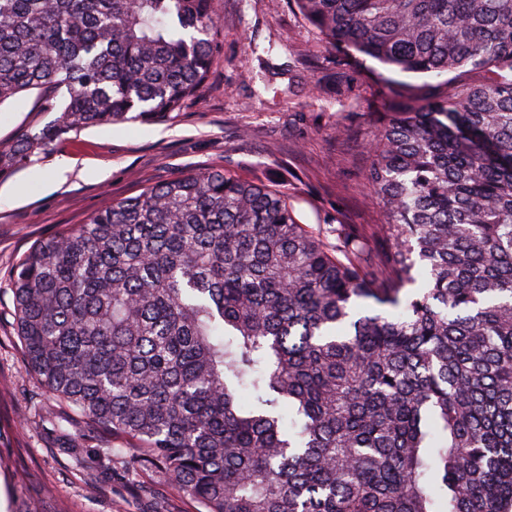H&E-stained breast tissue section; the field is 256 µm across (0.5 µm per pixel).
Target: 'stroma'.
<instances>
[{
	"label": "stroma",
	"mask_w": 512,
	"mask_h": 512,
	"mask_svg": "<svg viewBox=\"0 0 512 512\" xmlns=\"http://www.w3.org/2000/svg\"><path fill=\"white\" fill-rule=\"evenodd\" d=\"M218 52L198 97L162 122L129 121L69 133L34 163L0 173V512L45 488L66 512H190L157 475H128L125 449L96 481L76 431L42 423L25 376L8 283L36 240L83 224L113 201L206 168L287 192L301 223L373 228L381 205L365 182L381 113L405 96L442 98L448 75L404 73L328 48L292 0H216ZM281 65L268 72L265 59ZM37 93L0 105V146L46 122ZM68 164L65 178L55 170Z\"/></svg>",
	"instance_id": "obj_1"
}]
</instances>
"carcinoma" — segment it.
<instances>
[{"mask_svg": "<svg viewBox=\"0 0 512 512\" xmlns=\"http://www.w3.org/2000/svg\"><path fill=\"white\" fill-rule=\"evenodd\" d=\"M331 48L401 72L484 73L385 112L374 235L330 245L288 195L191 172L41 238L10 282L24 369L195 512H512V0H294ZM215 0H0V104L70 132L195 98ZM422 278L418 292L406 286ZM50 492L20 512H64Z\"/></svg>", "mask_w": 512, "mask_h": 512, "instance_id": "cac0c4a2", "label": "carcinoma"}]
</instances>
